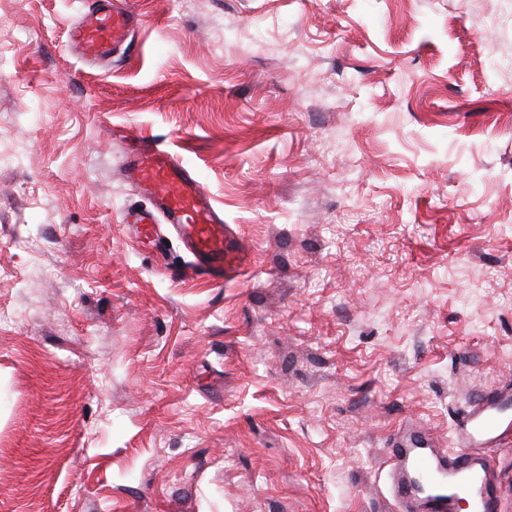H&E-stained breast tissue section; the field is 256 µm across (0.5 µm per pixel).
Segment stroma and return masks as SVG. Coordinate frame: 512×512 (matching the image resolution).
<instances>
[{
    "mask_svg": "<svg viewBox=\"0 0 512 512\" xmlns=\"http://www.w3.org/2000/svg\"><path fill=\"white\" fill-rule=\"evenodd\" d=\"M0 0V512H398L388 448H451L512 382V0ZM136 130L248 266L125 224ZM79 20L68 32V46L82 59H109L129 48L139 24V12L130 0H87Z\"/></svg>",
    "mask_w": 512,
    "mask_h": 512,
    "instance_id": "1",
    "label": "stroma"
}]
</instances>
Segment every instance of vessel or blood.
<instances>
[{"instance_id": "obj_1", "label": "vessel or blood", "mask_w": 512, "mask_h": 512, "mask_svg": "<svg viewBox=\"0 0 512 512\" xmlns=\"http://www.w3.org/2000/svg\"><path fill=\"white\" fill-rule=\"evenodd\" d=\"M138 24L133 0H86L68 32V45L85 61H103L130 47ZM122 170L128 183L152 201L150 209L126 214L139 236L150 237L157 220L171 224L194 257V272L214 282L247 264L248 249L230 233L198 174L158 140L128 136ZM511 438L512 387L472 397L455 420L453 449L436 454L394 439L400 469L391 477L392 495L403 506L424 496L427 512H456L461 501L471 512H505L489 451Z\"/></svg>"}]
</instances>
